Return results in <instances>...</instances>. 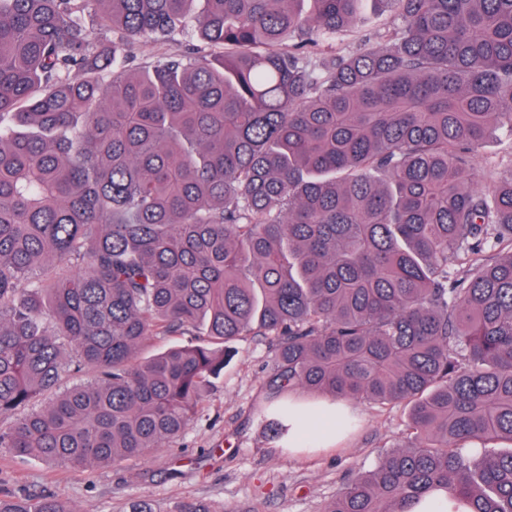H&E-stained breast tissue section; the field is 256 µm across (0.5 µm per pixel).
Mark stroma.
Segmentation results:
<instances>
[{"label": "stroma", "mask_w": 512, "mask_h": 512, "mask_svg": "<svg viewBox=\"0 0 512 512\" xmlns=\"http://www.w3.org/2000/svg\"><path fill=\"white\" fill-rule=\"evenodd\" d=\"M389 15L364 0L354 32L322 39L317 53L355 49L359 39L384 30ZM197 38L193 28L161 40L134 45L135 63L186 50ZM512 154V129L502 127L484 143L471 169V184L481 187L490 162ZM270 345L262 336L231 343L224 374L206 407L175 442L145 459L72 472L37 459H13L0 450V488L37 495L54 493L74 512H120L128 501H152L158 512H174L179 502L199 498L215 512H324L349 481L373 468L380 454L396 445L407 423L406 404L375 405L348 399L351 426L328 445L312 437L306 448L289 447L259 422L275 417L278 399L266 388Z\"/></svg>", "instance_id": "stroma-1"}]
</instances>
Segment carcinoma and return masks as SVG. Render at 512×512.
I'll list each match as a JSON object with an SVG mask.
<instances>
[{
  "label": "carcinoma",
  "mask_w": 512,
  "mask_h": 512,
  "mask_svg": "<svg viewBox=\"0 0 512 512\" xmlns=\"http://www.w3.org/2000/svg\"><path fill=\"white\" fill-rule=\"evenodd\" d=\"M193 2L0 0V448L141 460L256 334L276 397L409 406L324 512H512V158L470 185L512 128V0H376L390 25L331 56L362 0H203L206 48L134 68ZM512 151V134L508 127H501L484 143L476 155L470 171L471 184L479 188L484 184V174L491 161L507 159Z\"/></svg>",
  "instance_id": "obj_1"
}]
</instances>
